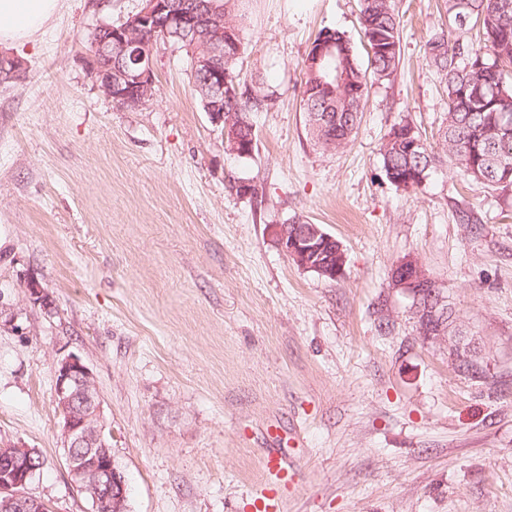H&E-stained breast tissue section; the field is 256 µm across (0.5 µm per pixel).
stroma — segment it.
Listing matches in <instances>:
<instances>
[{
  "label": "stroma",
  "instance_id": "1",
  "mask_svg": "<svg viewBox=\"0 0 512 512\" xmlns=\"http://www.w3.org/2000/svg\"><path fill=\"white\" fill-rule=\"evenodd\" d=\"M444 4L397 0V73L369 86L337 152L307 134L301 66L327 28L366 63L360 0H242L235 73L267 96L249 157L227 151L175 45L154 47L155 94L138 109L88 79L92 34L142 0H61L10 47L25 70L0 85V447L42 456L29 496L94 512L55 400L54 364L74 353L127 512H256L265 494L280 512H512V190L442 158L404 190L379 154L404 121L442 151L448 100L424 45L449 26ZM295 218L341 242L336 280L282 252L270 227ZM409 258L474 341L476 376L419 335L392 282ZM277 440L291 489L263 466Z\"/></svg>",
  "mask_w": 512,
  "mask_h": 512
}]
</instances>
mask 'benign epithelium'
I'll return each mask as SVG.
<instances>
[{
  "label": "benign epithelium",
  "instance_id": "7a95c632",
  "mask_svg": "<svg viewBox=\"0 0 512 512\" xmlns=\"http://www.w3.org/2000/svg\"><path fill=\"white\" fill-rule=\"evenodd\" d=\"M158 23L174 32L187 43L193 57L194 70L206 75L210 91L224 96V70L214 63V54L224 45V23L209 20V15L185 10L172 0H142L135 24L106 26L105 41L114 44L118 57L128 55L134 63L130 68L121 62L104 67L98 56L87 61V75L96 88L112 101H124L131 92L142 93L154 86L152 55L140 53L136 46L137 32L149 30ZM271 231L282 251L296 265L335 278L338 266H329L322 260L323 244L332 240L317 225L297 224L288 231L285 224H274ZM393 282L413 297L422 290L436 288L422 266L415 259H407L394 268ZM420 317V331L424 338L434 339L448 331L438 307L426 309L415 306ZM55 395L63 410L61 436L66 449V465L72 481L89 490L94 504L120 506L126 496L124 480L116 470L109 453L110 444L105 434L101 402L92 374L81 358L69 354L56 361ZM37 466L31 461H10L0 466V512H51L43 501H32L19 491L34 477Z\"/></svg>",
  "mask_w": 512,
  "mask_h": 512
}]
</instances>
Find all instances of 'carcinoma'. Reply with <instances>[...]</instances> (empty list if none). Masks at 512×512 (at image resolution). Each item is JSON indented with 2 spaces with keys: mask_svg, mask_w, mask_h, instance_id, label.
<instances>
[{
  "mask_svg": "<svg viewBox=\"0 0 512 512\" xmlns=\"http://www.w3.org/2000/svg\"><path fill=\"white\" fill-rule=\"evenodd\" d=\"M204 5L213 19L231 12L230 0H185ZM469 6L474 24L482 28L484 45L474 44L449 31L437 32L425 44L429 62L444 83L448 112L441 138L448 161L463 174L489 189L512 188V0H446L448 18L456 21L461 5ZM400 15L396 0H361L360 28L367 49L363 68L350 38L337 29L320 31L303 62V110L308 134L325 149H340L355 136L363 112L369 79L389 81L400 62ZM224 47L215 54L224 66L229 87L224 89L225 122L248 143L256 142L251 114L265 97L252 96L235 85L231 63L241 50L239 27L229 26ZM336 42L334 55L316 62L323 41ZM187 50V45L163 26L140 36L138 50L149 54L157 42ZM380 155L388 181L402 188L419 186L436 160L422 135L409 122L391 128Z\"/></svg>",
  "mask_w": 512,
  "mask_h": 512,
  "instance_id": "1",
  "label": "carcinoma"
}]
</instances>
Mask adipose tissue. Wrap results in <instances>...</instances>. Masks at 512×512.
I'll use <instances>...</instances> for the list:
<instances>
[{
  "mask_svg": "<svg viewBox=\"0 0 512 512\" xmlns=\"http://www.w3.org/2000/svg\"><path fill=\"white\" fill-rule=\"evenodd\" d=\"M59 8V0H0V44L28 42Z\"/></svg>",
  "mask_w": 512,
  "mask_h": 512,
  "instance_id": "obj_1",
  "label": "adipose tissue"
}]
</instances>
